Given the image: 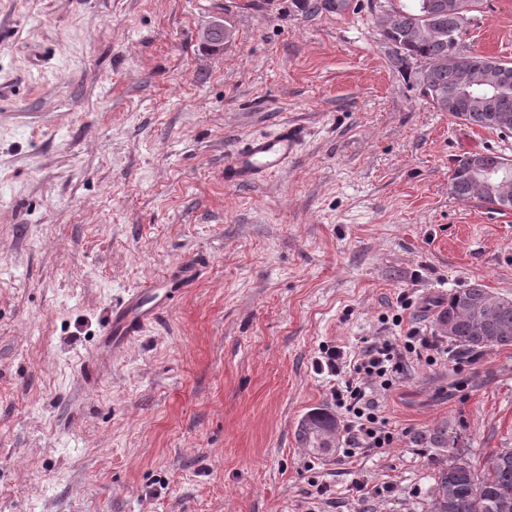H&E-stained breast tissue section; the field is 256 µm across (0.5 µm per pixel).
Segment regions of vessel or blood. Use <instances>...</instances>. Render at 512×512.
Here are the masks:
<instances>
[{"label":"vessel or blood","mask_w":512,"mask_h":512,"mask_svg":"<svg viewBox=\"0 0 512 512\" xmlns=\"http://www.w3.org/2000/svg\"><path fill=\"white\" fill-rule=\"evenodd\" d=\"M298 144L295 130L285 127L272 136H256L239 147L224 166L228 184L253 182L278 169L293 155ZM198 267L192 262L178 266L176 275L165 278L161 288L137 289L112 311V323L101 348L105 355L124 349L149 323L158 321L173 293L191 287Z\"/></svg>","instance_id":"1"}]
</instances>
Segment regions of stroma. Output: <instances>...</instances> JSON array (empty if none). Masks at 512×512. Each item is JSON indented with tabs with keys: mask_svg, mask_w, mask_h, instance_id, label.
I'll return each mask as SVG.
<instances>
[{
	"mask_svg": "<svg viewBox=\"0 0 512 512\" xmlns=\"http://www.w3.org/2000/svg\"><path fill=\"white\" fill-rule=\"evenodd\" d=\"M378 29L368 0H0V512H427L424 434L477 470L512 440V347L453 344L378 393L393 447L296 434L335 408L325 349L439 335L474 282L512 298V210L449 189L512 135L433 109ZM462 44L512 60V0ZM285 126L283 166L225 184ZM188 259L194 287L85 385L113 308ZM297 144V134L288 126L273 136L251 138L224 165V182L239 184L265 177L293 155ZM322 420L334 421L336 424L335 438H337L339 430L337 421L325 409L317 408L309 411L300 421L298 428L299 441L305 445V447L310 448L311 450L315 448L317 452H321V450L324 448V441L316 426L317 422H322Z\"/></svg>",
	"mask_w": 512,
	"mask_h": 512,
	"instance_id": "obj_1",
	"label": "stroma"
}]
</instances>
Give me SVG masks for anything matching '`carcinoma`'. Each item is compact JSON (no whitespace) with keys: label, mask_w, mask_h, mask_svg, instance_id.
Here are the masks:
<instances>
[{"label":"carcinoma","mask_w":512,"mask_h":512,"mask_svg":"<svg viewBox=\"0 0 512 512\" xmlns=\"http://www.w3.org/2000/svg\"><path fill=\"white\" fill-rule=\"evenodd\" d=\"M397 0H384L385 12L380 32L383 44H394L388 49V59L403 72L414 77L421 97L439 112H448L470 124L493 129L487 123V114H512V89L495 99L489 107L463 105L456 93L463 74L480 72L488 65L512 69V61L479 55L461 48L449 51L452 41L460 39L462 28L458 17L448 14V0H410V4L396 6ZM430 26L438 34L430 39L413 36L418 27ZM451 193L462 200H480L476 186L467 173L456 172L452 178ZM492 291L475 282L454 292L443 303L437 324L446 320L454 323L448 340L473 353L512 347V299L495 296V303L480 310V318L488 326L484 336L474 333V313L469 301L488 296ZM334 420L324 409L309 411L300 421L299 441L305 447L321 448L324 441L317 423ZM429 443L439 451L434 472L431 503L428 512H512V447L505 444L495 448L486 457L484 468L475 471L459 448L449 447L447 429L440 428L429 435Z\"/></svg>","instance_id":"carcinoma-1"}]
</instances>
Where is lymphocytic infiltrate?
<instances>
[{
    "mask_svg": "<svg viewBox=\"0 0 512 512\" xmlns=\"http://www.w3.org/2000/svg\"><path fill=\"white\" fill-rule=\"evenodd\" d=\"M437 356L447 355L448 349L433 336H408L403 349H396L390 340L367 342L357 357H346L338 348L325 352V366L338 382L332 399L343 417L347 437V455L363 448H388L395 442L375 397L377 391L389 390L401 368L402 351L416 348Z\"/></svg>",
    "mask_w": 512,
    "mask_h": 512,
    "instance_id": "1",
    "label": "lymphocytic infiltrate"
}]
</instances>
